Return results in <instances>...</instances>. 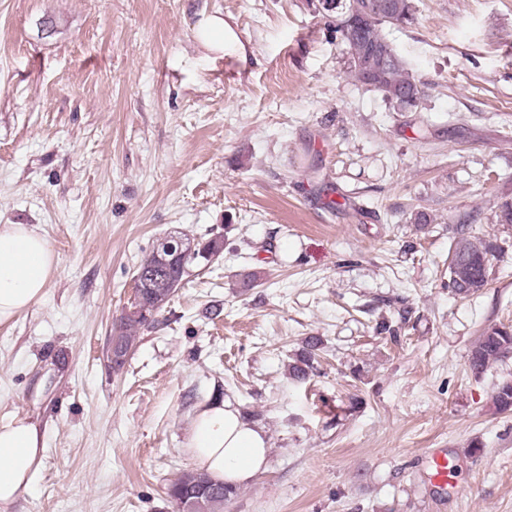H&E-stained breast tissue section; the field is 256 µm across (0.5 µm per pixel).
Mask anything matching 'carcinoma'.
Listing matches in <instances>:
<instances>
[{"mask_svg": "<svg viewBox=\"0 0 512 512\" xmlns=\"http://www.w3.org/2000/svg\"><path fill=\"white\" fill-rule=\"evenodd\" d=\"M347 9L354 7L367 12L365 27L348 35L340 31V19L332 20L334 32L348 49L353 77L367 89L380 94L384 101L397 107L420 83L409 73L394 52L386 29L403 26L415 20L412 0H343ZM454 246L448 255V289L455 295L469 297L487 287L489 268L499 258L503 248L491 240H472L473 226L458 224L455 228ZM226 236L220 232L210 233L197 241L196 252L184 255L176 263L166 266L159 260L160 240H155L152 249L140 261L138 270L145 273V282L139 290V309L125 312L113 325L112 333L119 336L126 349L134 348L140 331L148 328L152 321L148 316L158 314L170 301L192 267L210 262L224 252ZM412 307L400 299L391 318L376 324L375 330L397 342L402 331L410 323ZM321 340L310 337L302 352L289 364L292 378L306 382L316 373V356ZM512 356V325L494 324L484 328L478 341L470 350L468 363L471 371L479 376L492 364ZM492 403L501 412L512 411V379L495 385ZM190 483L175 480L168 495L175 503L182 499L194 500L193 512H224V504L237 494L224 483L213 480L207 473L193 471Z\"/></svg>", "mask_w": 512, "mask_h": 512, "instance_id": "1", "label": "carcinoma"}]
</instances>
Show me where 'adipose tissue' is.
Returning a JSON list of instances; mask_svg holds the SVG:
<instances>
[{
  "mask_svg": "<svg viewBox=\"0 0 512 512\" xmlns=\"http://www.w3.org/2000/svg\"><path fill=\"white\" fill-rule=\"evenodd\" d=\"M55 268L45 235L26 224L0 225V325L42 297ZM188 447L200 470L234 487L251 481L269 453L263 429L227 398L198 408ZM44 452V436L29 418L15 414L0 421V506L29 488Z\"/></svg>",
  "mask_w": 512,
  "mask_h": 512,
  "instance_id": "1",
  "label": "adipose tissue"
}]
</instances>
